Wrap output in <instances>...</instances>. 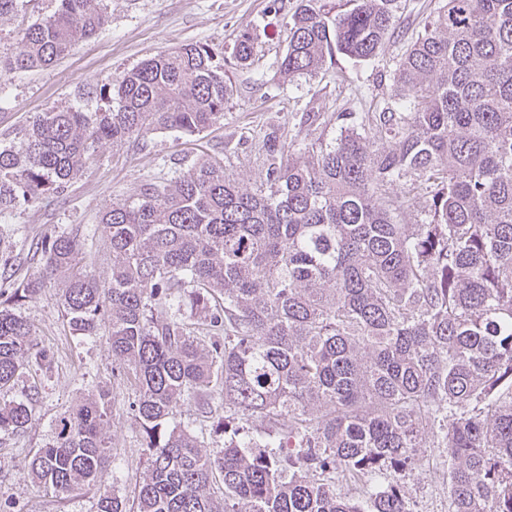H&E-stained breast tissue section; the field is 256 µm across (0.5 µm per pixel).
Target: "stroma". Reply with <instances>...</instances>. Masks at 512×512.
<instances>
[{"label": "stroma", "instance_id": "obj_1", "mask_svg": "<svg viewBox=\"0 0 512 512\" xmlns=\"http://www.w3.org/2000/svg\"><path fill=\"white\" fill-rule=\"evenodd\" d=\"M400 2L397 32L375 61L356 64L342 57L337 67L290 82L281 77L277 62L288 44L283 19L294 11L297 0H107L108 25L79 41L53 66L0 73L1 147L19 144L38 113L75 104L84 87L120 81L142 60L188 42L223 50L233 88L224 104L223 123L179 140L154 131L115 148L105 147L64 196L19 208L0 223V242L11 250L14 279L36 274L43 266L30 251L32 240L75 227L81 232L89 273L106 279L109 260L98 223L112 202L127 198L143 183L175 176L205 153L223 158L225 171L241 183H255L264 174L266 134L276 133L296 158L305 147L334 140L337 126L329 120L333 113L357 111L363 99L380 107L391 102L396 64L439 0ZM272 8L278 11L274 20L268 17ZM245 30L256 37L259 62L251 70L231 61L236 38ZM18 312L53 364L37 378L33 427L0 438V507L13 503L24 512H95L96 491L83 490L64 500L49 497L36 486L26 461L48 442L59 414L103 389L113 396L104 429L113 490L130 496L142 472L140 435L129 412L135 386L113 374L106 336H71L53 284L25 301ZM405 493L417 512H448V488L434 475L407 481Z\"/></svg>", "mask_w": 512, "mask_h": 512}]
</instances>
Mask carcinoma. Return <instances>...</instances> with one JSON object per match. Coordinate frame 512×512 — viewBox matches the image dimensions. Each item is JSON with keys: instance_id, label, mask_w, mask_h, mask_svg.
Returning a JSON list of instances; mask_svg holds the SVG:
<instances>
[{"instance_id": "obj_1", "label": "carcinoma", "mask_w": 512, "mask_h": 512, "mask_svg": "<svg viewBox=\"0 0 512 512\" xmlns=\"http://www.w3.org/2000/svg\"><path fill=\"white\" fill-rule=\"evenodd\" d=\"M27 2L0 0V23ZM398 9L299 0L281 75L374 60ZM108 21L105 0H54L0 71L49 66ZM233 59L253 64L249 31ZM393 80L394 104L336 113L334 141L298 159L267 135L258 184L206 156L112 203L105 281L75 231L32 244L38 276L18 282L3 262L0 436L31 427L8 393L51 366L15 312L48 280L72 335L108 318L112 371L137 392L146 470L132 496L106 491L105 390L60 414L30 457L45 495L94 489L97 512H414L402 482L443 448L448 512H512V0H445ZM232 92L223 51L187 43L101 85L94 108L40 113L0 149V221L64 195L105 144L212 127ZM187 401L222 443L176 421Z\"/></svg>"}]
</instances>
